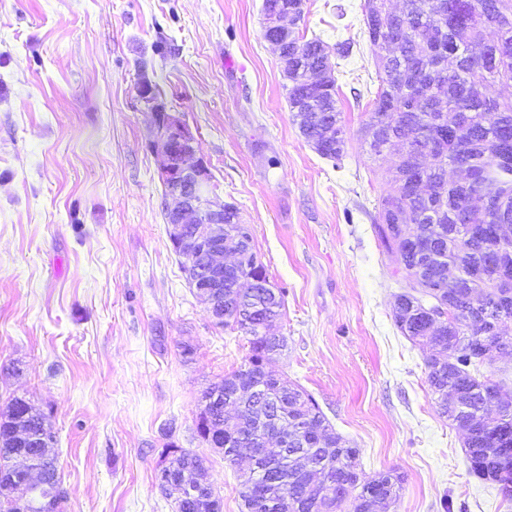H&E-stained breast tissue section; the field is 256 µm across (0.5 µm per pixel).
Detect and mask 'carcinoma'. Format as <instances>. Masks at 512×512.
Segmentation results:
<instances>
[{"mask_svg": "<svg viewBox=\"0 0 512 512\" xmlns=\"http://www.w3.org/2000/svg\"><path fill=\"white\" fill-rule=\"evenodd\" d=\"M362 22L370 42L385 26L403 29L395 52L378 54L373 110L360 133L375 156L400 147L391 171L393 193L378 202L375 232L394 255L396 272L409 290L397 296L394 322L414 342H426L435 354L425 359L427 384L437 409L465 433L470 473L497 485L512 501V390L481 374L495 353L512 349V337L492 328L485 306L498 302L492 319L512 320V233L497 221L504 208L512 214V99L489 97L480 88L512 83V0H404L398 11L386 0H365ZM331 63L324 41L297 34L288 42L287 97L294 107L305 97L307 73ZM329 72L328 89L306 111L292 113L304 139L324 158L345 151L346 129L338 107L337 80ZM471 172L483 186L448 180V168ZM224 244L253 240L252 229L234 209L224 217ZM268 270L252 252L242 268L224 272V321L220 327L247 336L245 363L202 396L219 390L238 410L224 441V459L236 463V448L261 446L267 429L262 415L277 417L288 447L251 459L239 475L238 494L245 512H397L401 477L388 470L372 476L362 470L360 449L330 427L316 400L288 381L281 388L264 381V361L285 347L283 336L269 333L283 315L285 290L269 287ZM260 307L259 320L244 325L240 299ZM246 381L263 385L265 399L251 401L240 392ZM498 418L485 417L489 406ZM22 400L0 413V476L11 474L21 448L13 423ZM219 410L201 409L197 437L210 444L221 432ZM206 458L182 449L170 460L178 479L204 471ZM45 480L30 489V512H60L56 462L45 464Z\"/></svg>", "mask_w": 512, "mask_h": 512, "instance_id": "cac0c4a2", "label": "carcinoma"}]
</instances>
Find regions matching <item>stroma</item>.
<instances>
[{
  "instance_id": "obj_1",
  "label": "stroma",
  "mask_w": 512,
  "mask_h": 512,
  "mask_svg": "<svg viewBox=\"0 0 512 512\" xmlns=\"http://www.w3.org/2000/svg\"><path fill=\"white\" fill-rule=\"evenodd\" d=\"M362 2L305 0L300 24L356 43L332 60L337 163L292 120L263 0H0V411L24 398L48 417L61 512H176L155 482L172 446L206 457L223 512L243 510L237 466L195 427L202 392L249 345L214 325L180 269L146 81L183 113L216 195L286 291L270 370L313 395L366 474L402 476L397 512H512L470 475L463 432L432 400L430 347L394 324L406 282L373 218L396 157L370 155L359 133L377 72Z\"/></svg>"
}]
</instances>
